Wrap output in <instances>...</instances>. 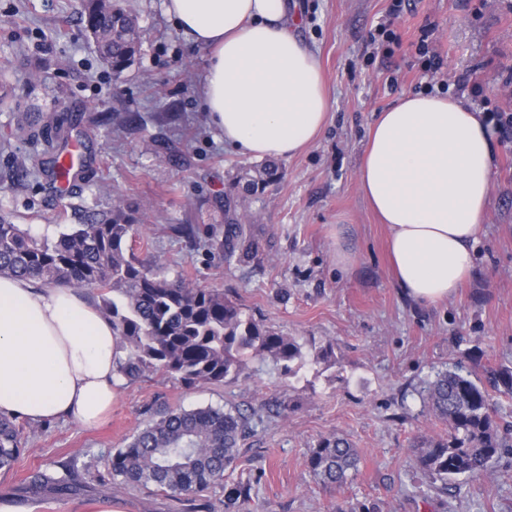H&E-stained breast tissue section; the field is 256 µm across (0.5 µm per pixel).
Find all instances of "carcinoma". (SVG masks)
<instances>
[{
    "mask_svg": "<svg viewBox=\"0 0 512 512\" xmlns=\"http://www.w3.org/2000/svg\"><path fill=\"white\" fill-rule=\"evenodd\" d=\"M81 20L95 52L114 74L130 66L140 41L131 8L119 0H83ZM17 131L58 150L73 137L90 139L80 128V116L72 114L46 120L29 115ZM0 155L12 159L0 181L30 175L10 140L0 141ZM276 175L277 165L269 163L259 179L245 180L241 189L252 195ZM136 231L134 220L119 206L86 216L54 242L32 237L0 216V276L100 291L99 309L112 322L116 352H126L117 356V372L128 380L159 374L188 386L214 385L238 377L251 359L282 362L288 370L291 363L303 361L302 345L295 338L244 316L223 290L197 288L182 275L171 279L165 263L137 259L127 248ZM210 246L229 265L249 257L254 242L244 224L229 218L224 240ZM494 392L512 396V371L487 369L479 377L457 364L437 371L420 390L423 406L447 427L444 434L422 436L414 445L416 465L431 483L446 489L461 475L484 476L493 462L512 454V434L493 417ZM28 427L15 415L0 414V470L13 469L23 455ZM249 431L248 417L236 409L169 410L112 454V479L152 487L178 501L224 484V472ZM360 458V450L348 439L323 437L310 449L308 468L323 485L336 488L353 476ZM94 481L96 477L80 472L68 459L34 471L25 488L63 497Z\"/></svg>",
    "mask_w": 512,
    "mask_h": 512,
    "instance_id": "1",
    "label": "carcinoma"
}]
</instances>
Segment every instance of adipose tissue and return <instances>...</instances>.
<instances>
[{"label": "adipose tissue", "instance_id": "adipose-tissue-1", "mask_svg": "<svg viewBox=\"0 0 512 512\" xmlns=\"http://www.w3.org/2000/svg\"><path fill=\"white\" fill-rule=\"evenodd\" d=\"M186 40L209 51L202 107L226 145L290 158L314 142L329 100L318 57L284 0H164ZM479 111L441 94L401 96L373 122L361 191L389 231L397 285L413 300L450 298L473 268L493 178ZM112 324L64 286L0 277V411L31 423L98 424L119 376Z\"/></svg>", "mask_w": 512, "mask_h": 512}]
</instances>
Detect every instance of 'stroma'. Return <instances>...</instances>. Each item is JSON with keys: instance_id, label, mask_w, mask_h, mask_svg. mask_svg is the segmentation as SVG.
<instances>
[{"instance_id": "1", "label": "stroma", "mask_w": 512, "mask_h": 512, "mask_svg": "<svg viewBox=\"0 0 512 512\" xmlns=\"http://www.w3.org/2000/svg\"><path fill=\"white\" fill-rule=\"evenodd\" d=\"M142 43L113 75L80 20V0H0V138L36 163L43 145L14 135L21 113H79L93 134L92 171L77 194L54 197L44 178L0 182V213L40 238L115 206L135 210L140 238L170 275L220 288L244 315L294 337L306 360L295 373L249 363L221 385L186 386L160 375L121 381L112 412L89 429L72 420L35 427L17 468L0 471V500L22 512H512V456L482 479L431 483L409 450L415 436L444 433L418 391L436 370L459 363L475 373L512 369V143L494 142L495 176L485 224L464 288L429 305L403 293L390 270L387 231L364 199L361 155L378 112L429 89L415 44L421 30L442 54L450 93L479 111L512 113V0H288L296 33L316 51L330 101L326 125L302 153L279 160L280 179L248 196L250 260L225 265L209 244L224 238V196L253 158L226 146L201 103L208 65L165 14L163 0H132ZM394 39L378 40L380 25ZM474 73L479 87L455 76ZM136 116L119 133L104 119ZM195 224L199 241L170 236ZM348 263H340L339 254ZM332 348L330 359L316 360ZM228 406L250 419V434L223 485L177 502L148 489L116 486L76 496L23 497L34 468L75 458L109 478L112 454L168 409ZM346 436L361 451L342 487L310 473V448ZM251 484L224 504V488Z\"/></svg>"}]
</instances>
